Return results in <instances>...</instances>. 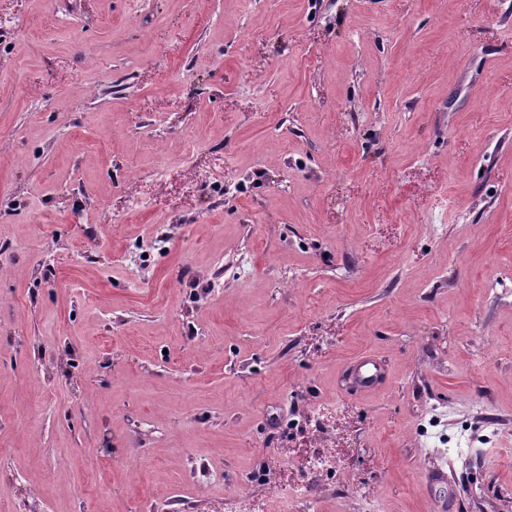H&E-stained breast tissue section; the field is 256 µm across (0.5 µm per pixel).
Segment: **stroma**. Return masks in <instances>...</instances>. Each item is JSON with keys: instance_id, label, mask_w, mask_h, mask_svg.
<instances>
[{"instance_id": "stroma-1", "label": "stroma", "mask_w": 512, "mask_h": 512, "mask_svg": "<svg viewBox=\"0 0 512 512\" xmlns=\"http://www.w3.org/2000/svg\"><path fill=\"white\" fill-rule=\"evenodd\" d=\"M436 499L512 512V0H0V512ZM356 384L361 388H370L381 379V367L371 358L363 357L354 372Z\"/></svg>"}]
</instances>
